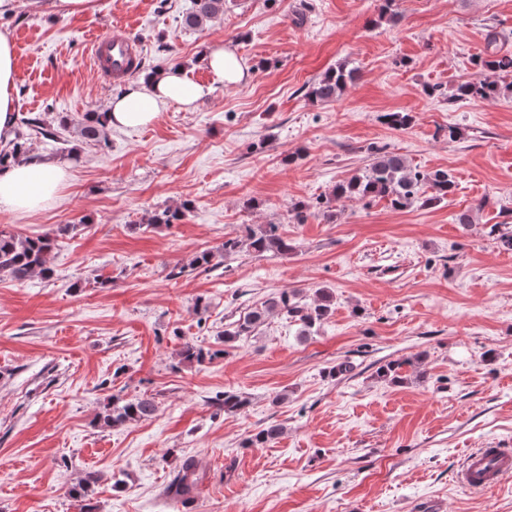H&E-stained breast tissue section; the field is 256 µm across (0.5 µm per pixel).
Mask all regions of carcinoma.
Segmentation results:
<instances>
[{
    "label": "carcinoma",
    "instance_id": "1",
    "mask_svg": "<svg viewBox=\"0 0 512 512\" xmlns=\"http://www.w3.org/2000/svg\"><path fill=\"white\" fill-rule=\"evenodd\" d=\"M222 14L224 0H194L192 10L183 15V25L189 29H203ZM486 40V56L479 59L483 77L458 83L449 100H485L512 93V55L500 53L497 48V34L488 33ZM356 77V69L340 64L325 71L318 78L312 85L309 96L315 102H333L342 96ZM104 128L105 113L89 112L78 124V134L86 141L99 142L104 137ZM34 135L56 139V133L47 128L40 116L22 117L16 131V141L11 149L0 150V171L7 167L8 160L27 157L30 151L29 139ZM456 187L454 177L446 169L427 173L413 170L401 156L376 149L365 172L338 183L333 190V197L359 201L385 199L394 209L407 208L416 202L423 207H429L448 198ZM187 210L186 203L175 209L156 210L147 218V226L174 224L182 220ZM244 245L258 254L286 255L293 251V245L280 232L277 224H268L258 232L248 228L243 235L224 239L222 254L236 253ZM51 249L52 239L48 236L23 237L0 228V273L15 280H24L35 273L46 275L50 273L47 258ZM332 302L333 296L326 290L320 291L318 301L310 305L301 304L294 291L283 292L278 299L254 308L243 318L233 322L232 329L224 331V340L252 335L275 311L284 312L301 321L304 327L311 328L328 318L332 312ZM179 356L183 362L201 366L212 361L218 353L206 351L187 341L183 343ZM157 411L158 404L152 397L118 399L98 414L97 423L104 428H118L147 420ZM281 434L282 428L279 425H269L248 438L247 446L267 445ZM200 480L195 460L187 457L182 462L178 477L167 488V493L176 498L189 499L198 488Z\"/></svg>",
    "mask_w": 512,
    "mask_h": 512
}]
</instances>
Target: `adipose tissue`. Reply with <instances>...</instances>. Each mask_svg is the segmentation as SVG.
Returning <instances> with one entry per match:
<instances>
[{
	"mask_svg": "<svg viewBox=\"0 0 512 512\" xmlns=\"http://www.w3.org/2000/svg\"><path fill=\"white\" fill-rule=\"evenodd\" d=\"M197 62L212 76V84L192 81L183 69L145 73L113 94L107 105V125L135 128L152 124L170 104L195 108L213 91V83L239 86L251 70L235 51L223 43L208 44ZM16 59L14 43L0 29V146L15 137L14 94ZM69 177V167L55 159H29L0 172V210L34 214L57 196Z\"/></svg>",
	"mask_w": 512,
	"mask_h": 512,
	"instance_id": "ef3b65f1",
	"label": "adipose tissue"
}]
</instances>
